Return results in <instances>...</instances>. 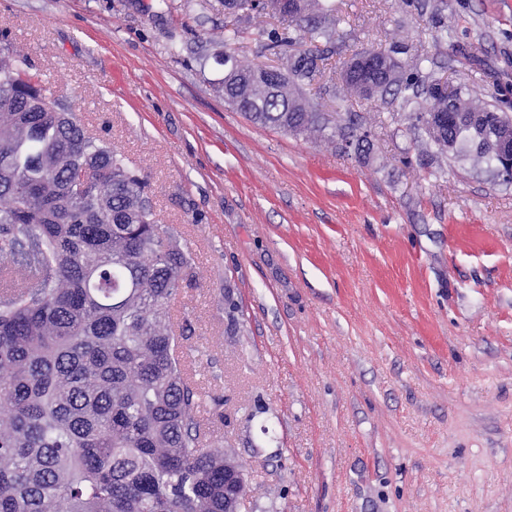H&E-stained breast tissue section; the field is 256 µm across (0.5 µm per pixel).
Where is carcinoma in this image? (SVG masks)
I'll return each mask as SVG.
<instances>
[{
    "mask_svg": "<svg viewBox=\"0 0 512 512\" xmlns=\"http://www.w3.org/2000/svg\"><path fill=\"white\" fill-rule=\"evenodd\" d=\"M223 2L239 19L277 18L282 28L260 35L288 47L271 77L229 55L224 98L257 124L326 131L368 153L354 113L322 122L303 93L322 56L294 47L290 31L335 44L333 5ZM428 62L395 41L381 81L353 57L340 100L400 99L424 130V164L496 167L492 141L512 135V117L459 86L464 112L448 122ZM26 65L0 44V512H224V466L243 469L201 446V393L172 318L196 280L189 241L157 223L147 180Z\"/></svg>",
    "mask_w": 512,
    "mask_h": 512,
    "instance_id": "carcinoma-1",
    "label": "carcinoma"
}]
</instances>
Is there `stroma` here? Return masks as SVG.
Masks as SVG:
<instances>
[{"mask_svg":"<svg viewBox=\"0 0 512 512\" xmlns=\"http://www.w3.org/2000/svg\"><path fill=\"white\" fill-rule=\"evenodd\" d=\"M334 3L342 41L307 97L361 116L365 163L225 102V50L276 65L258 34L272 17L0 0V31L189 234L197 282L176 317L203 398L222 400L203 426L251 476L240 512H512V181L423 166L400 104L333 95L396 29L512 113V0Z\"/></svg>","mask_w":512,"mask_h":512,"instance_id":"obj_1","label":"stroma"}]
</instances>
